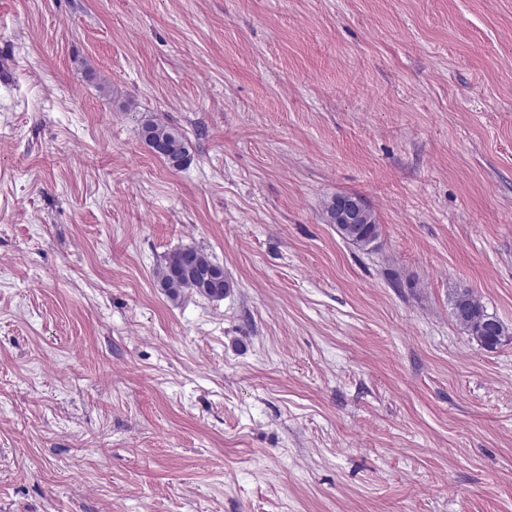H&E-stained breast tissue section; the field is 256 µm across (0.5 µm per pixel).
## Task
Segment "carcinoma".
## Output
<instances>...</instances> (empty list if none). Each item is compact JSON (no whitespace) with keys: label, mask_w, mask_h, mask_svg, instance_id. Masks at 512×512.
<instances>
[{"label":"carcinoma","mask_w":512,"mask_h":512,"mask_svg":"<svg viewBox=\"0 0 512 512\" xmlns=\"http://www.w3.org/2000/svg\"><path fill=\"white\" fill-rule=\"evenodd\" d=\"M141 137L146 144L154 146L157 155L173 169L180 170L190 161L187 140L177 128L165 122L144 123ZM348 199L358 203L364 214L362 223L353 225L352 241L367 247L378 238L379 225L364 198L350 195ZM156 277L161 288L173 301L181 298L187 291L210 299H222L232 288L224 276V267L214 262L203 250L193 247L171 253L157 271ZM452 314L457 325L486 349L497 348L506 338L504 323L497 315L487 312L481 301L468 289L454 294Z\"/></svg>","instance_id":"obj_1"}]
</instances>
